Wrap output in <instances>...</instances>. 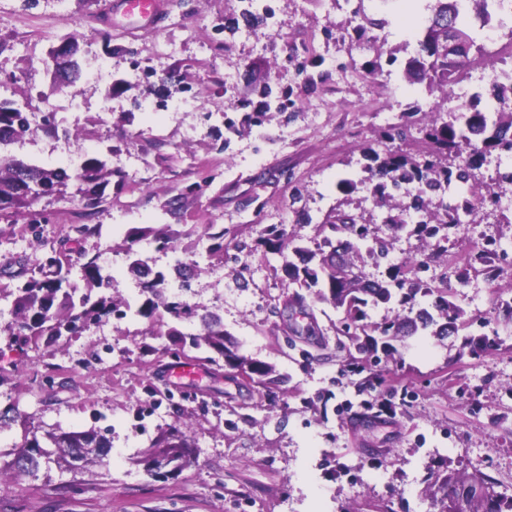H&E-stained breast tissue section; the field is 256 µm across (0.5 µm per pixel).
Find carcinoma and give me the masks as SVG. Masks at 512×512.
Returning <instances> with one entry per match:
<instances>
[{"mask_svg":"<svg viewBox=\"0 0 512 512\" xmlns=\"http://www.w3.org/2000/svg\"><path fill=\"white\" fill-rule=\"evenodd\" d=\"M432 15L427 24L418 32V50L405 63L404 77L411 86H422L428 91L444 88L460 81L462 62L469 54L462 51L458 57L448 53V46L454 43L468 45L470 49L484 57L487 66L496 78L489 89H478L467 101L456 102L453 112L456 119L447 121L442 109H430V120L424 127L425 138L430 150L418 160H410L396 150L379 152L372 147L364 149L367 164L363 168L367 182L372 189L377 205L387 208L381 223L394 232L407 224L406 215L410 204L396 200L395 192L401 186L412 184L423 201L422 220L415 224L412 233L422 239H448V234H440L456 224L462 223L461 217H470L485 206L498 205V193L494 187L485 186V192L462 196L450 207L441 201L443 191L453 179L470 181L472 171L479 168L486 154L493 150L512 151V71L497 70L498 61L485 47L477 43L473 33L472 21L478 20L486 26L495 15L492 0H434ZM53 62L51 77L57 86H74L83 72L85 59L72 54L65 59L50 55ZM492 97L497 106L491 111L479 108L478 103ZM56 129L55 122L48 115L41 117L27 111V107L9 98H0V146L10 144L27 134L38 130ZM459 159L455 169L448 167V156ZM112 185V170L106 162L95 155L83 154L80 167L71 171L65 167L44 168L28 165L10 156L0 153V214L5 212L16 219L36 223L33 206L43 198L78 200L88 210L99 208L105 192ZM321 228L333 233H341L346 239L333 244L324 238L316 249L293 245L294 239L288 231L278 225L267 230L266 244L272 251L281 253L292 248L297 257L283 266V272L289 281L298 283L310 291L315 301L332 305L343 312L342 332L355 343L358 353L375 354L378 345L388 346V342H378L369 334L376 329L384 337L416 333L435 327L433 335L447 336L453 332L451 326L459 324L464 312L448 300V289L430 288L419 277V273L428 265L431 256L413 258L401 265L392 267L390 281L370 280L357 276L352 280L347 270L354 267L349 254L366 255L374 262L389 256V241L382 238L369 240V228L365 223L346 213L335 212L327 216ZM204 236L210 241L208 250L212 254L224 252V229L216 225L204 227ZM152 238L160 249H175L172 239L161 229L154 227L135 228L127 235V253L130 259L129 271L138 280L140 295L144 300L133 305L125 299L114 300L110 297H92V291L103 285H111L112 276L104 273L98 257L78 252L76 264L79 279L87 291L79 293L76 283L69 275L62 274V262L52 258L50 273L40 277L31 276L21 286L4 295L11 299V315L14 322L10 328L14 336H46L57 339L65 333H75L97 323L102 318L115 316L119 319L128 314L152 319L159 309H164L173 318L165 335L170 345L188 350H205V361L218 366L224 362L231 367L244 364L250 358L238 353L236 346L224 332V323L216 314L201 318L200 329L188 333L181 329V323L195 317L194 308L182 301L171 300L165 294L162 273H152L148 261L140 251L134 249L141 240ZM403 292L400 300L404 314L376 328L367 322L366 308L391 302L395 291ZM436 293L435 309L444 319L438 323L426 309H413L411 303L420 293ZM307 296L294 293L284 302L277 314L294 315L306 312ZM273 366L258 362L255 376L251 382L270 392L278 383L273 377ZM51 447L57 449L59 463L63 464L73 454L86 448H109L110 441L95 430L59 431L47 435ZM42 445L38 438L27 441L8 464V469L20 473H35L42 464L40 453ZM169 452L174 456L177 468L161 473L146 468L155 478H167L196 463L197 457L188 443L185 424L179 420L167 426V429L147 450L146 456ZM427 490L433 508L437 512H512V496L507 497L495 491V482L481 472L457 470L448 472L428 468L425 477ZM478 482L484 489L480 495L467 494L457 504L445 498L450 487L463 490Z\"/></svg>","mask_w":512,"mask_h":512,"instance_id":"cac0c4a2","label":"carcinoma"}]
</instances>
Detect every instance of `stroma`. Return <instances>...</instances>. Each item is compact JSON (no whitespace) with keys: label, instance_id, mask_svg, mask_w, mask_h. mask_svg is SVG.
Masks as SVG:
<instances>
[{"label":"stroma","instance_id":"35a3bbf8","mask_svg":"<svg viewBox=\"0 0 512 512\" xmlns=\"http://www.w3.org/2000/svg\"><path fill=\"white\" fill-rule=\"evenodd\" d=\"M113 0H0V85L25 94L35 111L67 99L51 83L49 47L76 36L82 56L112 64L106 80L78 84L79 107L67 125L82 140L40 131L10 145L17 159L46 166L75 150L101 156L120 175L94 215L79 202L41 200L37 229L0 214V288L18 279L5 269L23 261L39 275L49 257L76 258L72 226H97L82 250L98 255L112 276V295L135 300L125 233L164 228L175 250L149 249L153 272L169 296L214 313L240 354L272 365L281 382L275 399L246 380L201 364L197 379H176L166 353L171 317L108 318L74 335H7L0 320V460L47 433L96 430L112 445L109 464L80 475L40 469L20 482L0 478V512H434L425 492L427 466L442 462L488 474L497 492L512 495V210H481L476 223L449 229L446 250L423 278L447 287L464 326L451 336L430 331L392 339L381 366L392 387L361 389L346 370L354 348L340 341V314L317 304L319 333L287 346L289 329L276 314L296 284L285 277L284 255L264 243L282 224L299 245L314 247L316 226L332 209L374 217L372 236L391 239L387 264L366 263L368 278L426 252V243L381 224L368 185L345 194L340 175L360 178L362 149L385 150L388 123L380 110L402 113L413 100L438 102L440 93L411 94L404 64L416 52L411 26L397 23L403 0H279L274 31L215 34L238 17L242 0H197L185 12L162 0L157 21L128 31L112 16ZM384 22L380 52L351 30L353 9ZM178 44L173 54L164 44ZM381 58L377 72L368 63ZM288 93L286 112L258 127L228 132L226 117L262 111L264 86ZM193 97L177 112L138 111L143 100ZM180 198L176 213L163 209ZM224 229L223 254L208 255L205 225ZM38 247H31L32 236ZM495 239L486 261L478 245ZM201 271L178 277L177 258ZM494 348L474 356L473 342ZM108 363H98L102 349ZM386 402L373 423L355 421L367 401ZM182 412L191 423L197 462L177 478L159 481L135 458Z\"/></svg>","mask_w":512,"mask_h":512}]
</instances>
